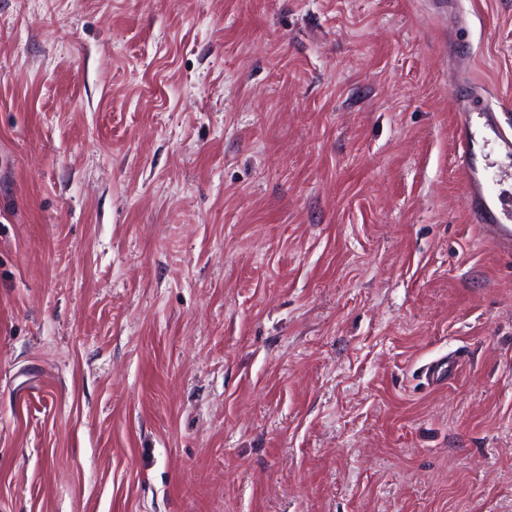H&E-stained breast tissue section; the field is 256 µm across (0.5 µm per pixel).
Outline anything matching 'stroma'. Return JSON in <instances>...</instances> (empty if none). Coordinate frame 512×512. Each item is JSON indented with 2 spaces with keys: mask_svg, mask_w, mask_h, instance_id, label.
<instances>
[{
  "mask_svg": "<svg viewBox=\"0 0 512 512\" xmlns=\"http://www.w3.org/2000/svg\"><path fill=\"white\" fill-rule=\"evenodd\" d=\"M460 7L512 127V0ZM449 29L0 0V512H512V261ZM465 97L456 98L459 121L456 139L467 172L465 189L468 196L470 217L501 253H512V200L510 196L491 188L477 167L475 148L491 139L504 156H512V136L497 126L495 109L473 83H465ZM477 119H482L478 123ZM491 135V137H488ZM458 358H448L441 356L425 363L421 369V374L427 385L435 386L446 382L450 373L458 366Z\"/></svg>",
  "mask_w": 512,
  "mask_h": 512,
  "instance_id": "obj_1",
  "label": "stroma"
}]
</instances>
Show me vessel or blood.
Instances as JSON below:
<instances>
[{"label":"vessel or blood","instance_id":"vessel-or-blood-1","mask_svg":"<svg viewBox=\"0 0 512 512\" xmlns=\"http://www.w3.org/2000/svg\"><path fill=\"white\" fill-rule=\"evenodd\" d=\"M448 56L458 71H466L472 58L471 47L450 36ZM459 121L456 139L467 172L465 189L468 196L470 217L479 224L488 238L503 254L512 253V197L491 188L477 167L476 149L481 142L493 141L500 153L512 156V135L498 127L495 109L476 84H469L465 97L456 101ZM456 359L441 356L425 363L421 374L431 386L446 382L457 367Z\"/></svg>","mask_w":512,"mask_h":512}]
</instances>
